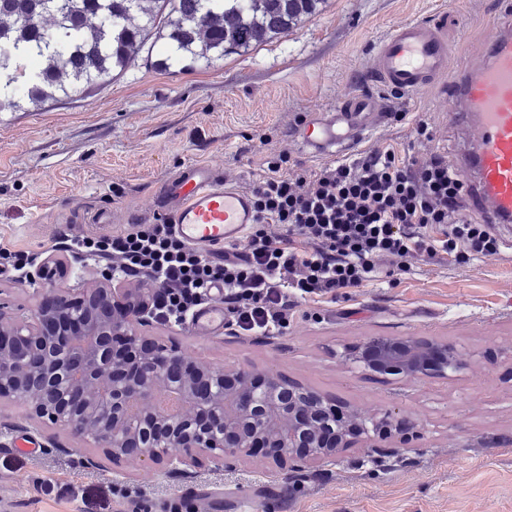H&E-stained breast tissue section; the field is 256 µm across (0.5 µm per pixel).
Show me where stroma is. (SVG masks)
Here are the masks:
<instances>
[{"label":"stroma","mask_w":512,"mask_h":512,"mask_svg":"<svg viewBox=\"0 0 512 512\" xmlns=\"http://www.w3.org/2000/svg\"><path fill=\"white\" fill-rule=\"evenodd\" d=\"M448 8L450 71L464 68L494 33L512 0H324L288 35L209 62L165 71L138 60L120 77L37 112H0V244L41 257L61 236L108 235L160 219L159 186L191 162L222 171L239 190L259 181L267 155L288 149L315 170L322 159L294 137L310 117L355 93L382 109L406 110L358 147L408 146L419 122L453 155L457 136L437 85L395 98L369 61L398 24ZM497 256L465 264L424 260L382 275L336 301L300 302L305 318L266 336L225 325L216 336L190 325L152 323L148 336L218 366L273 370L361 414L409 417L418 441L388 450L345 448L334 463L267 474L261 461L236 469L199 455L168 475L0 403V512H512V235L499 230ZM0 263V292L21 314L41 299ZM373 337H423L452 346L461 363L447 376L373 375L353 352Z\"/></svg>","instance_id":"stroma-1"}]
</instances>
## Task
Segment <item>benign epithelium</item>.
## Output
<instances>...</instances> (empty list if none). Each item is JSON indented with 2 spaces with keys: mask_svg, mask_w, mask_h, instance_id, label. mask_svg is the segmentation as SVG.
I'll return each mask as SVG.
<instances>
[{
  "mask_svg": "<svg viewBox=\"0 0 512 512\" xmlns=\"http://www.w3.org/2000/svg\"><path fill=\"white\" fill-rule=\"evenodd\" d=\"M67 264L46 256V282ZM150 288L103 272L87 288H45L21 317L0 301V402L67 429L112 459L172 473L209 455L227 469L261 456L269 473L336 460L357 436L378 451L394 415L342 413L336 401L284 376L186 361L146 336ZM366 370L406 379L444 376L454 348L426 338L374 337L355 355Z\"/></svg>",
  "mask_w": 512,
  "mask_h": 512,
  "instance_id": "1",
  "label": "benign epithelium"
}]
</instances>
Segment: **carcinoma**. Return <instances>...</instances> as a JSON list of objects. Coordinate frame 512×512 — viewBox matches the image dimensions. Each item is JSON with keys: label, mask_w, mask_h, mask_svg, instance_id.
<instances>
[{"label": "carcinoma", "mask_w": 512, "mask_h": 512, "mask_svg": "<svg viewBox=\"0 0 512 512\" xmlns=\"http://www.w3.org/2000/svg\"><path fill=\"white\" fill-rule=\"evenodd\" d=\"M323 0H0L1 84L27 88L26 104L0 94V112L38 110L82 86L113 80L151 39L165 40L156 65L207 61L288 34Z\"/></svg>", "instance_id": "obj_1"}]
</instances>
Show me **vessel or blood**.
Masks as SVG:
<instances>
[{
  "mask_svg": "<svg viewBox=\"0 0 512 512\" xmlns=\"http://www.w3.org/2000/svg\"><path fill=\"white\" fill-rule=\"evenodd\" d=\"M448 14L397 25L373 54L371 71L386 87L415 94L449 84V117L459 139L452 165L468 188L469 207L489 223L512 225V12L495 20V34L470 66L448 67ZM385 117L372 96L353 94L315 113L295 137L309 155L337 159L360 145ZM157 204L186 242L209 250L240 242L255 221L248 194L230 187L203 162L189 163L164 182ZM201 336L224 327V305L214 300L192 315Z\"/></svg>",
  "mask_w": 512,
  "mask_h": 512,
  "instance_id": "obj_1",
  "label": "vessel or blood"
}]
</instances>
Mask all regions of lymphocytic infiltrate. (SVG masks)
I'll return each mask as SVG.
<instances>
[{"mask_svg": "<svg viewBox=\"0 0 512 512\" xmlns=\"http://www.w3.org/2000/svg\"><path fill=\"white\" fill-rule=\"evenodd\" d=\"M410 156L389 142L312 172L287 150L267 162L248 194L256 223L221 257L181 239L172 224H131L97 237L73 236L66 248L98 258L114 273L145 279L161 323L179 324L224 286V305L246 334L287 327L300 298L335 299L376 281L382 267L414 261L497 255L489 225L464 219L467 191L448 158L435 150L427 124Z\"/></svg>", "mask_w": 512, "mask_h": 512, "instance_id": "1", "label": "lymphocytic infiltrate"}]
</instances>
